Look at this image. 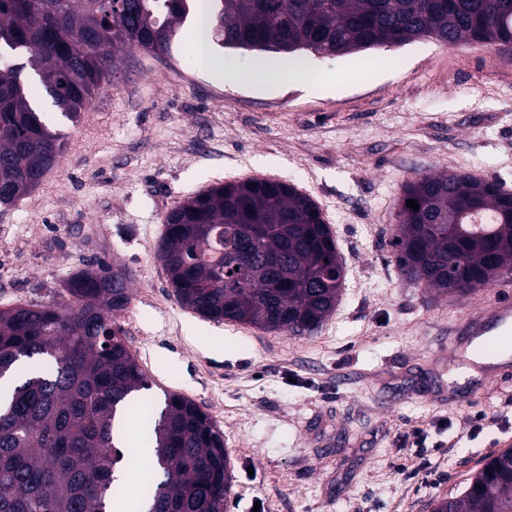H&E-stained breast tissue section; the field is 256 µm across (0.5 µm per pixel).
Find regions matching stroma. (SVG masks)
<instances>
[{
	"label": "stroma",
	"instance_id": "stroma-1",
	"mask_svg": "<svg viewBox=\"0 0 512 512\" xmlns=\"http://www.w3.org/2000/svg\"><path fill=\"white\" fill-rule=\"evenodd\" d=\"M264 58L266 87L231 88L180 33L165 54L126 50L77 120L45 113L63 151L0 209V308L61 305L70 276L126 268L138 316L116 321L151 384L143 402L177 393L220 427L235 476L227 512H431L512 448V371L459 379L458 330L485 289L453 298L406 280L389 241L417 175L496 177L512 191V51L427 38L307 56L339 79L330 93L279 82L288 54ZM250 178L313 198L346 262L313 333L214 322L172 294L158 259L166 212ZM480 411L492 421L476 429Z\"/></svg>",
	"mask_w": 512,
	"mask_h": 512
}]
</instances>
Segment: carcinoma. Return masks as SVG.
<instances>
[{
	"mask_svg": "<svg viewBox=\"0 0 512 512\" xmlns=\"http://www.w3.org/2000/svg\"><path fill=\"white\" fill-rule=\"evenodd\" d=\"M192 0H0V205L35 189L62 150L30 104L15 55L73 121L112 82L117 53L169 51ZM224 48L350 55L432 38L446 46L512 45V0H210ZM419 205L413 210L406 200ZM391 246L407 280L467 295L512 272V193L495 178L440 172L408 181ZM159 260L176 299L214 321L291 334L335 309L345 261L317 203L282 182L225 183L165 216ZM128 274L71 276V302L0 309V380L30 375L0 403V512H107L121 497L117 417L149 382L114 320ZM149 473L130 512H224L233 471L224 433L193 401L169 394L145 415ZM432 512H512V448L491 454L459 497Z\"/></svg>",
	"mask_w": 512,
	"mask_h": 512,
	"instance_id": "carcinoma-1",
	"label": "carcinoma"
}]
</instances>
